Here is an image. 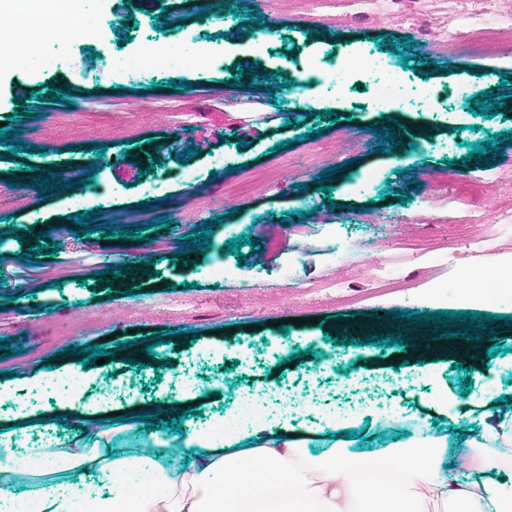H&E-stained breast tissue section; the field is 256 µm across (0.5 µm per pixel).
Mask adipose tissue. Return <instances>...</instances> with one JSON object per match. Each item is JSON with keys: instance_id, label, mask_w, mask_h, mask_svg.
I'll return each instance as SVG.
<instances>
[{"instance_id": "ef3b65f1", "label": "adipose tissue", "mask_w": 512, "mask_h": 512, "mask_svg": "<svg viewBox=\"0 0 512 512\" xmlns=\"http://www.w3.org/2000/svg\"><path fill=\"white\" fill-rule=\"evenodd\" d=\"M434 412L457 427L478 420L466 440L476 480L444 467L447 432L415 427L405 440L368 453L343 438L359 420L308 425L280 409L224 437L204 428L182 448L145 447L114 454L63 440L17 450L16 433H0V505L25 497L37 512H512V411L462 409L455 396ZM319 452H312V444Z\"/></svg>"}]
</instances>
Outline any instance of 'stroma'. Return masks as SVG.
I'll use <instances>...</instances> for the list:
<instances>
[{
    "label": "stroma",
    "instance_id": "35a3bbf8",
    "mask_svg": "<svg viewBox=\"0 0 512 512\" xmlns=\"http://www.w3.org/2000/svg\"><path fill=\"white\" fill-rule=\"evenodd\" d=\"M223 16H201L192 0H155L142 8L132 0H75L77 12L94 18L96 38L87 42L52 36L39 45L58 58L56 69L0 67V122L17 129L23 152L0 145V260L10 277L0 276V426L18 427L19 441L42 437L23 423L39 414L59 421L55 435L70 439L81 430L78 412L107 421L139 405L194 399L206 417L231 416L243 393L278 389L298 401L321 400L323 416L340 417L341 405L359 399L367 417L380 410L407 414L408 422L370 427L359 434L355 451L368 452L406 438L411 421L426 417L447 395L463 394L476 404L484 396L512 392V281H501L499 300L468 304L457 294L470 269L492 267L512 257V159L488 153L469 158V146L512 130V0H495L494 15L470 18L475 0H373L355 13L346 0H253L251 7L223 0ZM181 13L182 28L171 29L161 12ZM273 33L268 46L255 39ZM440 35L433 44L432 35ZM412 40L413 48L390 52L391 38ZM205 48L200 68L173 66L128 80L112 71L115 56L132 57L148 43L174 41ZM400 65L406 96L402 109L384 120L373 101L374 77L358 70L367 53ZM355 66L344 91L325 85L312 103L283 108L266 95L267 78L292 81L309 66L334 60ZM409 67H402V60ZM420 71H411V64ZM244 86H237V79ZM180 88H171V81ZM61 92L53 99L49 89ZM493 104L488 115L472 114L480 94ZM332 111L337 121L321 118ZM297 118L295 126L286 121ZM404 125L398 146L378 152L372 131ZM321 128L322 139H337L335 153L307 161L306 133ZM293 147H286V140ZM106 145L104 156L95 146ZM196 157L181 161L186 148ZM95 166L84 188L85 209L97 213L95 233L53 235L74 208L71 191L41 197L32 188L33 167L68 173ZM334 168L331 196L315 182ZM196 174L189 183L187 174ZM160 179L162 192H143L144 179ZM408 202H401V192ZM195 197L197 215L181 219L186 197ZM212 197L223 207L207 206ZM167 217L172 230L155 227ZM218 219L211 245L195 256L181 253L179 241L197 224ZM143 225L142 235L105 244L103 227ZM27 226L23 237L13 228ZM45 227L56 258L38 252L36 227ZM253 237L241 256L227 254L231 235ZM482 240L483 252L468 246ZM431 241L443 256L420 264L415 244ZM36 249L34 262L24 261ZM149 251L157 263L136 280L88 279L83 268L111 257L114 267L135 262ZM461 262L449 269L447 251ZM224 261L223 280L207 266ZM405 280L402 288H381L379 277ZM39 279L30 291L24 280ZM434 297L425 300L424 289ZM476 311L490 314V327L503 348L495 358L480 355L476 382L461 393L464 371L449 359L453 337L432 325L437 340L425 356V376L395 370L396 356L416 361L415 345L346 352L340 330L362 322L369 335L391 334L394 312ZM322 325H315V318ZM293 319L288 331L278 322ZM86 322L74 333L76 322ZM166 333L169 343L142 371L120 373L110 363L83 362L77 348ZM81 373V397L46 394L49 379ZM361 380L359 395L344 390L349 374ZM191 375L194 389L182 385ZM111 384L110 400L99 392Z\"/></svg>",
    "mask_w": 512,
    "mask_h": 512
}]
</instances>
